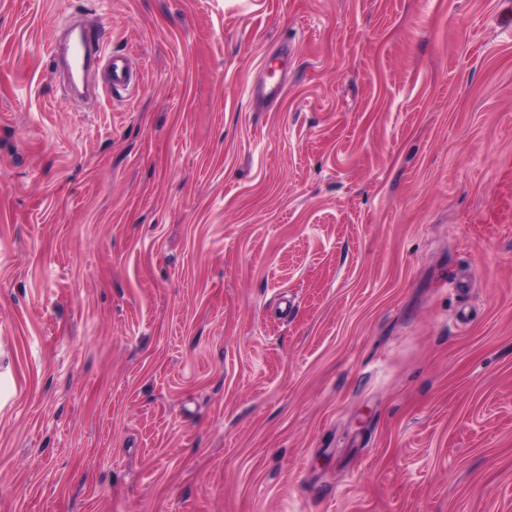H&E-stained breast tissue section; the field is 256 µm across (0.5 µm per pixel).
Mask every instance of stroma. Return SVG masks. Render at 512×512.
<instances>
[{
  "mask_svg": "<svg viewBox=\"0 0 512 512\" xmlns=\"http://www.w3.org/2000/svg\"><path fill=\"white\" fill-rule=\"evenodd\" d=\"M0 512H512V0H0ZM49 53L53 60H61L70 78L92 67L96 57L101 60L97 41L92 39L86 28H71L62 38L53 37L49 42ZM107 69V84L112 90H127L134 85L133 75L127 59L119 54L105 58Z\"/></svg>",
  "mask_w": 512,
  "mask_h": 512,
  "instance_id": "obj_1",
  "label": "stroma"
}]
</instances>
